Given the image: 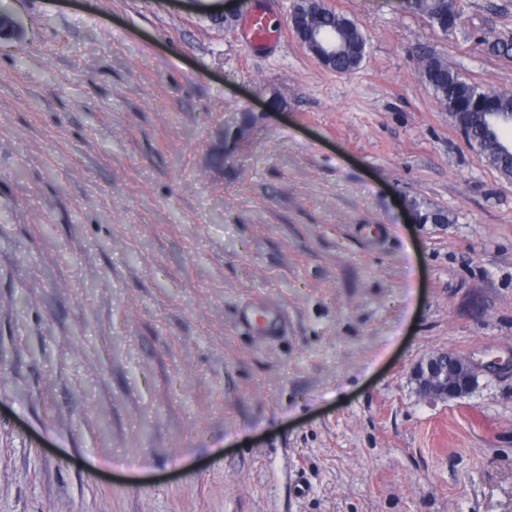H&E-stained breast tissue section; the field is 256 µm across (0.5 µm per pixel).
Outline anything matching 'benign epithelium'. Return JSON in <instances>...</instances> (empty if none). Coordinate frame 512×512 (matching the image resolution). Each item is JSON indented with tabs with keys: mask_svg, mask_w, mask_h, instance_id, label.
I'll use <instances>...</instances> for the list:
<instances>
[{
	"mask_svg": "<svg viewBox=\"0 0 512 512\" xmlns=\"http://www.w3.org/2000/svg\"><path fill=\"white\" fill-rule=\"evenodd\" d=\"M306 48L313 50L314 57L325 67L336 58V40L322 30L310 32ZM256 119L257 113L242 112L224 121V134L213 154L215 165H224ZM478 371L477 363L466 356L437 352L424 356L414 365L412 380L417 391L428 398L453 400L469 393Z\"/></svg>",
	"mask_w": 512,
	"mask_h": 512,
	"instance_id": "obj_1",
	"label": "benign epithelium"
}]
</instances>
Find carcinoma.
I'll use <instances>...</instances> for the list:
<instances>
[{
	"instance_id": "cac0c4a2",
	"label": "carcinoma",
	"mask_w": 512,
	"mask_h": 512,
	"mask_svg": "<svg viewBox=\"0 0 512 512\" xmlns=\"http://www.w3.org/2000/svg\"><path fill=\"white\" fill-rule=\"evenodd\" d=\"M407 3L442 35L448 36L458 27L460 14L456 0H407ZM298 5L315 27L336 30L338 50L331 70L347 73L358 68V54L367 45V34L346 15L329 8L325 0H299ZM487 50L493 56L512 59V38L489 41ZM418 74L440 104H452L453 123L464 126V135L477 148L481 160L501 173H512V152L500 148V143L508 140L504 130L512 126V93L492 90L487 99L484 90L466 81L439 58L421 61Z\"/></svg>"
}]
</instances>
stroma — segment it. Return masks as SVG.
I'll list each match as a JSON object with an SVG mask.
<instances>
[{
	"instance_id": "1",
	"label": "stroma",
	"mask_w": 512,
	"mask_h": 512,
	"mask_svg": "<svg viewBox=\"0 0 512 512\" xmlns=\"http://www.w3.org/2000/svg\"><path fill=\"white\" fill-rule=\"evenodd\" d=\"M328 3L348 74L292 0H232L259 51L215 0H0V512H512V180L417 71L512 91V0ZM438 351L466 397L418 394ZM297 4L305 14V24L309 18L317 28L336 29L337 52L336 40L319 29L310 32L309 42L305 43L306 50L311 52V48L314 57L326 68H330L328 64L336 58L330 69L337 73L358 68V54L363 46L367 47V34L346 15L329 8L324 0H299ZM407 3L442 35H451L458 27L460 14L455 0H407ZM233 115L224 121V134L219 138V144L213 152V162L216 166H223L234 153L239 143L259 115L256 112L232 113ZM240 114V117L238 116ZM479 371L469 357L448 352L431 353L413 367L412 380L417 391L434 400H453L466 396Z\"/></svg>"
}]
</instances>
